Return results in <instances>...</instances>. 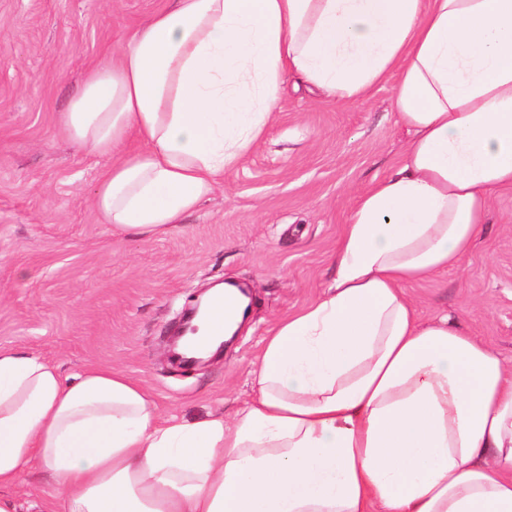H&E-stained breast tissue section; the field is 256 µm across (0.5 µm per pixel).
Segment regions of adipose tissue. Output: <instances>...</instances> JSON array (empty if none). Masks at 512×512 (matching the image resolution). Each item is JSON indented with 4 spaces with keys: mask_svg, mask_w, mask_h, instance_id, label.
I'll return each mask as SVG.
<instances>
[{
    "mask_svg": "<svg viewBox=\"0 0 512 512\" xmlns=\"http://www.w3.org/2000/svg\"><path fill=\"white\" fill-rule=\"evenodd\" d=\"M332 99L395 75L411 138L356 199L323 294L268 333L232 419L162 416L112 369L0 348V512H512V366L407 284L461 266L512 187V0H168L59 124L113 230L178 228L265 135L283 72ZM242 304L199 323L214 349ZM19 498L23 512H38V506L46 498L48 491L47 477L41 469H31L23 477L21 483L12 490Z\"/></svg>",
    "mask_w": 512,
    "mask_h": 512,
    "instance_id": "adipose-tissue-1",
    "label": "adipose tissue"
}]
</instances>
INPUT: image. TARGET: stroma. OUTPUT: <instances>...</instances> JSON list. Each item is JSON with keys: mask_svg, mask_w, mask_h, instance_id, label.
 Listing matches in <instances>:
<instances>
[{"mask_svg": "<svg viewBox=\"0 0 512 512\" xmlns=\"http://www.w3.org/2000/svg\"><path fill=\"white\" fill-rule=\"evenodd\" d=\"M166 0H0V348L75 378L106 366L145 385L161 413L231 414L250 392L263 339L318 298L356 196L386 176L409 135L393 80L336 102L283 73L266 136L180 227L112 231L91 199L103 160L58 117L85 72ZM246 282L245 330L201 367L174 365L167 338L204 289ZM423 318L449 314L512 363V188L497 191L457 270L407 285Z\"/></svg>", "mask_w": 512, "mask_h": 512, "instance_id": "1", "label": "stroma"}]
</instances>
